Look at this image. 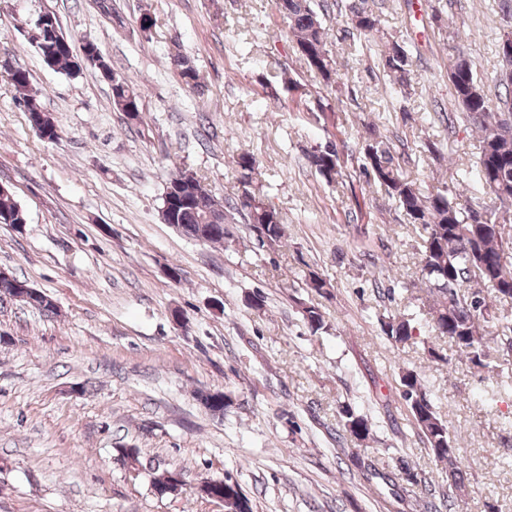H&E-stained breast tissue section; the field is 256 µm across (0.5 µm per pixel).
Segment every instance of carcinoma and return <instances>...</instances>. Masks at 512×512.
<instances>
[{
  "label": "carcinoma",
  "mask_w": 512,
  "mask_h": 512,
  "mask_svg": "<svg viewBox=\"0 0 512 512\" xmlns=\"http://www.w3.org/2000/svg\"><path fill=\"white\" fill-rule=\"evenodd\" d=\"M278 10L288 20L293 42L305 52L302 56L307 68L325 84L337 83L338 69L330 54L328 44L331 34L311 0H281ZM349 36L369 38L379 30L380 20L369 5V0H349ZM33 41L57 42L65 39L57 18L30 20ZM461 36L454 33L448 44V82L451 96L464 114L465 121L478 134L477 162L472 178L489 201L463 197L447 186L424 193L417 182L405 175L397 162L394 151L382 139L374 137L365 141L358 161L363 172L384 189L410 224H418L425 233L424 251L420 260L421 281L433 298L430 308V328L438 338L448 339L469 362L487 373H494L487 362L484 324L495 318L509 321L503 311L495 312L498 304L512 300V233L506 226L512 223L502 213L505 202H512V112L503 107L512 104V80L507 81L495 73L493 82L502 89L490 97L484 85L477 80L472 60L463 53ZM72 47H63L54 53L53 66L68 74L73 73ZM180 77L192 90L201 88L200 75L192 62L176 55ZM390 85L406 93L409 91L410 58L404 41L387 42L379 60ZM16 100L26 114L43 117L44 133L53 137L58 126L37 95L30 88L29 73L21 68L9 72ZM112 106L131 118L140 112L141 92L121 74L110 84ZM309 161L329 183L343 177L344 159L338 145L327 151L321 146L309 154ZM234 163L241 170L243 191L238 195L236 210L247 218L250 230H260L268 243L273 244L284 236L281 217L271 218L269 205L248 185L256 174V159L249 153L239 154ZM249 196L257 206L248 209L241 198ZM224 208L202 182L195 179L192 190L178 189V173L170 174L162 197V218L189 237L199 238L201 225L209 223V215ZM26 223L23 209L13 197L0 195V224L15 226ZM478 272L486 292L474 296L467 290L473 272ZM303 320L313 334L326 329L323 313L315 306L302 307ZM382 332L394 343H406L415 336V326L409 320L390 317L382 322ZM400 395L421 432L433 458L448 466V481L457 487L464 486V471L459 466L458 438L450 433L448 424L441 419L430 390L420 375L407 370L400 377ZM341 430L336 433V443L343 446L346 436L365 440L371 431V422L355 413L349 405L338 408ZM403 480L423 494L425 512H432V497L436 488L423 473L407 464L400 466Z\"/></svg>",
  "instance_id": "obj_1"
}]
</instances>
